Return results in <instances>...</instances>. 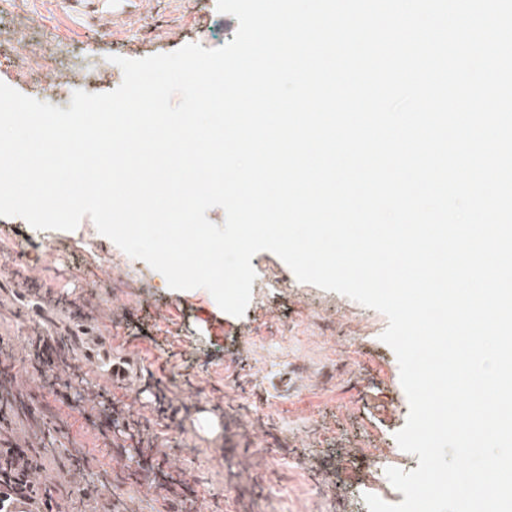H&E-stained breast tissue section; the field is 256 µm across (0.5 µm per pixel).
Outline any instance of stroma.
Instances as JSON below:
<instances>
[{"label":"stroma","mask_w":512,"mask_h":512,"mask_svg":"<svg viewBox=\"0 0 512 512\" xmlns=\"http://www.w3.org/2000/svg\"><path fill=\"white\" fill-rule=\"evenodd\" d=\"M237 27L217 0H150L129 25L89 32L53 0H0V81L37 100L54 83L106 93L123 80L114 57L140 59L190 43L213 49L233 40ZM61 263L76 274L59 291L89 299L104 335L143 360L146 392L137 399L116 392L112 401L130 424L148 427L153 444L144 454L165 458L166 472L190 495L164 498L75 407L39 397L38 409L67 418L70 439L111 475L114 512H369L364 496L385 492L388 468L417 469V456L397 448L409 402L396 355L381 339L388 325L381 312L298 281L262 251L251 260L249 304L236 317L206 289L169 288L90 218L63 231L0 217V278L24 270L45 283ZM228 377L238 387L225 389ZM237 398L252 401L256 416L227 414ZM205 419L216 430H204ZM271 447L291 481L278 482L258 458ZM189 448L194 456H186ZM361 448L379 451L369 478L354 460Z\"/></svg>","instance_id":"obj_1"}]
</instances>
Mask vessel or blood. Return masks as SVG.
Here are the masks:
<instances>
[{"label":"vessel or blood","instance_id":"1","mask_svg":"<svg viewBox=\"0 0 512 512\" xmlns=\"http://www.w3.org/2000/svg\"><path fill=\"white\" fill-rule=\"evenodd\" d=\"M73 15L111 28L115 21L133 20L141 12L145 0H62ZM21 312L27 324L37 326L42 337L61 342L62 366L80 367L90 361L96 379L108 382L113 389L140 395L143 363L137 356L117 350L112 339L100 335L93 316L73 305L52 301L38 291L23 273L11 275L0 284V314Z\"/></svg>","mask_w":512,"mask_h":512}]
</instances>
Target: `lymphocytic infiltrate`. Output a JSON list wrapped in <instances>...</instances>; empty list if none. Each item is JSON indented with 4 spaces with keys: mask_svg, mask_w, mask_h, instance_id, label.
Masks as SVG:
<instances>
[{
    "mask_svg": "<svg viewBox=\"0 0 512 512\" xmlns=\"http://www.w3.org/2000/svg\"><path fill=\"white\" fill-rule=\"evenodd\" d=\"M26 358L37 372L42 388L62 400L95 399V424L100 428L104 443L113 435L126 434L129 423L123 409L113 404L104 392L82 385V376L62 369L54 340L37 338ZM0 512H11L14 502L26 501L28 512H54L55 499L50 491L40 489L36 476L42 468L40 449L57 444V424L45 422L33 406L29 393L13 392L7 369L0 368Z\"/></svg>",
    "mask_w": 512,
    "mask_h": 512,
    "instance_id": "f902f5d3",
    "label": "lymphocytic infiltrate"
}]
</instances>
